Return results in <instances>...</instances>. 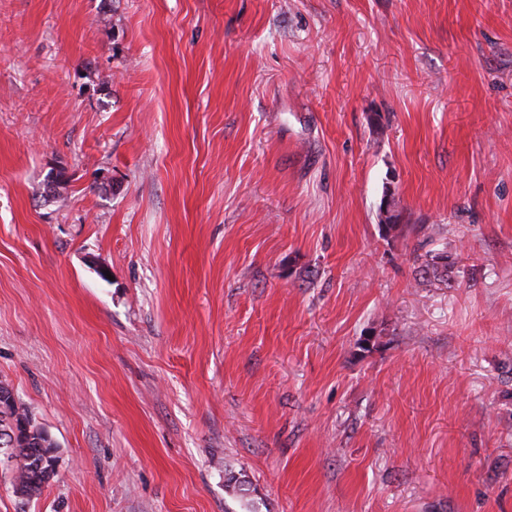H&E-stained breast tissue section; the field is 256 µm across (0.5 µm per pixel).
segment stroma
I'll return each instance as SVG.
<instances>
[{
  "label": "stroma",
  "mask_w": 512,
  "mask_h": 512,
  "mask_svg": "<svg viewBox=\"0 0 512 512\" xmlns=\"http://www.w3.org/2000/svg\"><path fill=\"white\" fill-rule=\"evenodd\" d=\"M0 381V512H512V0H0ZM423 260L421 265L419 266V271L422 272V275H430L432 274L434 277H439L445 280H448V272H452L455 268L456 262L452 258V255L448 254L447 249H439L427 252L424 255V259L422 256H417L415 262ZM437 260H446L443 263L438 262ZM7 430L13 441L0 442V454L17 461L14 493L22 499L39 495L56 475L55 444L46 431L32 423L12 389L0 382V435ZM50 464L54 469L47 468Z\"/></svg>",
  "instance_id": "stroma-1"
}]
</instances>
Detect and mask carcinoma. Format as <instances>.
<instances>
[{"mask_svg":"<svg viewBox=\"0 0 512 512\" xmlns=\"http://www.w3.org/2000/svg\"><path fill=\"white\" fill-rule=\"evenodd\" d=\"M416 260L421 262L419 271L425 276L444 278L455 268L454 259L444 248L418 256ZM8 430L13 434V441L0 442V453L17 461L14 493L23 499L31 498L40 494L56 475V470L48 469L57 464L55 444L46 431L32 423L12 389L0 382V435Z\"/></svg>","mask_w":512,"mask_h":512,"instance_id":"carcinoma-1","label":"carcinoma"}]
</instances>
